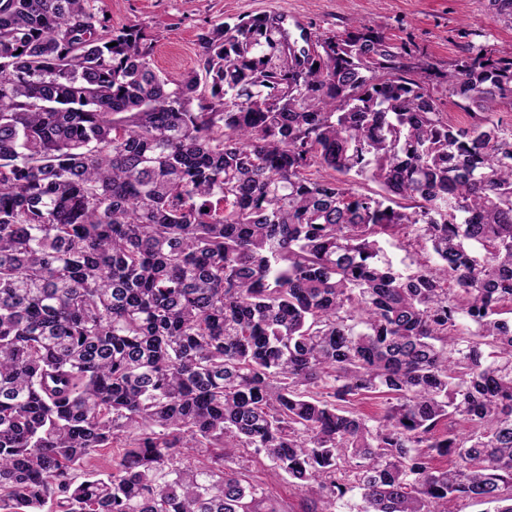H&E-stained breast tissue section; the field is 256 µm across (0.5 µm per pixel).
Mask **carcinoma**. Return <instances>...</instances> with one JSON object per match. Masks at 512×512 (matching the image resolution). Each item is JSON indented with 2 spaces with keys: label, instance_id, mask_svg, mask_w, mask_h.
<instances>
[{
  "label": "carcinoma",
  "instance_id": "obj_1",
  "mask_svg": "<svg viewBox=\"0 0 512 512\" xmlns=\"http://www.w3.org/2000/svg\"><path fill=\"white\" fill-rule=\"evenodd\" d=\"M96 2L0 0V512H285L244 452L300 512H512V55L256 14L175 78ZM445 87L446 85L443 84L441 86L438 85L437 89H433L439 108L446 114H448V112H453L456 115V121L450 122L452 125H456L458 127H466L470 125L474 121L473 117L455 105L454 100H456V98H449L448 92L445 91ZM408 238L403 236L402 234H396L387 238V242L385 243V247L388 253L393 257V259L400 264L401 267L405 268L409 266L410 269L414 270L416 268V262L423 261L424 254H421L418 250V247H409L407 244Z\"/></svg>",
  "mask_w": 512,
  "mask_h": 512
}]
</instances>
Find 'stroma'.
I'll use <instances>...</instances> for the list:
<instances>
[{"label":"stroma","mask_w":512,"mask_h":512,"mask_svg":"<svg viewBox=\"0 0 512 512\" xmlns=\"http://www.w3.org/2000/svg\"><path fill=\"white\" fill-rule=\"evenodd\" d=\"M102 6L114 27L142 29L153 41L155 68L175 77L197 69L202 28L262 13L285 16L293 35L339 34L360 20L443 70L473 45L512 55V25L489 0H103Z\"/></svg>","instance_id":"obj_1"}]
</instances>
